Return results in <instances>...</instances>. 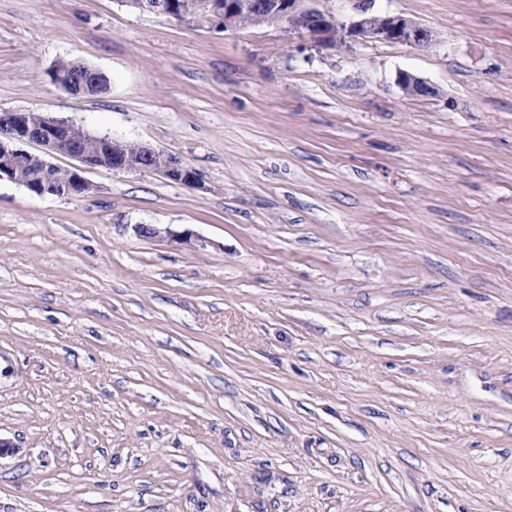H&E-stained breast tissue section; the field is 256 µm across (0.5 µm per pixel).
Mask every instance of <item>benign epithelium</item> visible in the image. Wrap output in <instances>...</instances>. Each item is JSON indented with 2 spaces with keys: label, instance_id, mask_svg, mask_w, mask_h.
<instances>
[{
  "label": "benign epithelium",
  "instance_id": "obj_1",
  "mask_svg": "<svg viewBox=\"0 0 512 512\" xmlns=\"http://www.w3.org/2000/svg\"><path fill=\"white\" fill-rule=\"evenodd\" d=\"M307 0H278L272 14L281 23H286L298 34H307L311 27L321 30L322 47H340L350 49L362 41H385L401 43L414 47H424L433 41V32L416 21L401 15L363 13L349 22L339 20L333 13L321 11L306 5ZM256 6L253 0H226L224 13L215 18L212 30L226 32L236 29V13ZM155 15L163 16L180 25H192V11L188 6L172 3L151 8H143ZM70 122L54 118L45 112L7 111L0 113V180L7 179L17 184L19 165L52 166L50 157L57 154L67 155L76 161L74 166L77 178L71 184L57 185L43 189L40 195L77 197L93 189V185L83 177L87 169L97 167L96 156L73 145L68 135ZM101 145L112 154V169L115 171H134L155 174L174 181L182 172L193 170L180 157L169 156L166 164L156 167L146 163L134 164L127 161L124 154V141L110 136L98 137ZM33 143L40 147V152H30L22 145ZM134 231L147 238H168L177 242H188L192 233L188 230H164L152 224H136Z\"/></svg>",
  "mask_w": 512,
  "mask_h": 512
}]
</instances>
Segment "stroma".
Here are the masks:
<instances>
[{
  "label": "stroma",
  "mask_w": 512,
  "mask_h": 512,
  "mask_svg": "<svg viewBox=\"0 0 512 512\" xmlns=\"http://www.w3.org/2000/svg\"><path fill=\"white\" fill-rule=\"evenodd\" d=\"M314 4L435 40L0 0V112L204 175L0 180V512H512V0ZM91 70L95 69L82 63L69 60H59L50 69L49 76L51 82L55 85H58V80L69 81L77 76L85 78L87 79V91L83 95L91 96L102 92L105 89L107 82L106 78L102 74L99 76L94 73L92 76H89ZM95 71L98 72L97 70ZM82 78H79V80L75 79V81L78 82L77 87L80 91L84 84V80ZM98 140H100L101 145L108 149V152L112 154L111 157L105 152L104 149H100V155L102 159V164L100 167L108 168L112 164V170L115 171H134L146 174H155L160 177L166 178L168 180L179 182L191 187L202 188L204 185V180L202 175H198L196 178H189L186 181L180 180L175 181L179 174L187 171H194L195 168L188 165L185 161H183L180 157L175 155H168L169 159L166 162V156H156L160 154H164L161 151L156 150L155 148L149 147L147 145L141 144L142 154L145 159L149 160L156 156L152 163L156 166L139 163L134 164L128 162L129 161L137 162L141 158V148L140 144L134 142H126L118 139H114L110 136H96ZM125 143V154L123 151ZM126 155V156H125ZM166 162V164H164ZM164 164V165H163ZM163 165V166H161ZM134 231L137 234H139L143 237H147V238L168 237V239H170L172 241L183 242V243L184 242L187 243L188 241L191 240V237H192V233L189 230L176 231V230H172L170 228H166V229L162 230L152 224L134 225Z\"/></svg>",
  "instance_id": "obj_1"
}]
</instances>
